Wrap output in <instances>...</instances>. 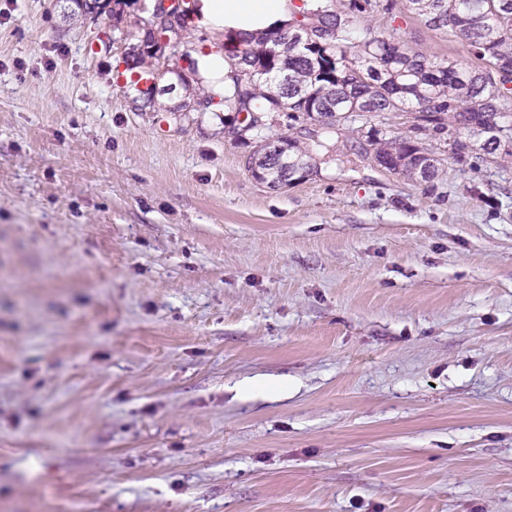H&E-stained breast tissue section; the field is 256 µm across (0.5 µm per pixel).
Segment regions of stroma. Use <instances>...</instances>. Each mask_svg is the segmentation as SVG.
Returning a JSON list of instances; mask_svg holds the SVG:
<instances>
[{
  "mask_svg": "<svg viewBox=\"0 0 512 512\" xmlns=\"http://www.w3.org/2000/svg\"><path fill=\"white\" fill-rule=\"evenodd\" d=\"M71 9L0 0V512H512V157L281 112L314 170L268 187L233 113L134 110L136 8L108 54ZM381 132L382 130L378 129L374 124L370 125L367 134H369V142L374 146L375 158L383 161L390 160V162L393 163L391 167L386 169L415 180L421 179L428 181L437 175L438 160L430 156V154L426 152V149L420 145V142L411 141V138H386V135L380 137ZM423 154L428 156H424ZM420 159L433 162L430 164L432 170L428 175L417 170V161Z\"/></svg>",
  "mask_w": 512,
  "mask_h": 512,
  "instance_id": "1",
  "label": "stroma"
}]
</instances>
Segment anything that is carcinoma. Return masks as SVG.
<instances>
[{"instance_id": "carcinoma-1", "label": "carcinoma", "mask_w": 512, "mask_h": 512, "mask_svg": "<svg viewBox=\"0 0 512 512\" xmlns=\"http://www.w3.org/2000/svg\"><path fill=\"white\" fill-rule=\"evenodd\" d=\"M339 0H316L314 7L297 13L296 24L308 31L309 45L297 48L280 32H269L242 41L233 50L236 60L231 70L232 84L224 97L214 101L205 89H194L192 98L212 112L223 105L246 118L236 126V138L251 134L261 137L269 113L286 112L288 118L301 117L320 123L327 133L354 116L367 121L387 112H419L417 132L423 123H437L454 135L452 149L463 160L470 148L467 140L483 139L480 149L489 154L512 156V95L507 85L512 76L501 78L493 67L512 66V0H405L408 12L424 23L458 38L478 61L474 67L456 60L432 59L395 35L380 37L368 28L350 26L348 15L386 10L380 0H348L345 10ZM168 63L178 66L188 60L200 72L180 34L172 38ZM138 69L133 82L132 102L141 111L163 112L165 107L140 81L158 69L150 58L135 59ZM368 139L375 158L392 162L389 170L410 179L428 181L438 172L437 159L426 154L420 142L409 138L381 135L372 125ZM285 154H261L257 169L287 186L310 175L306 154L296 140L286 139ZM432 161V170H417V161Z\"/></svg>"}]
</instances>
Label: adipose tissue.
<instances>
[{
  "mask_svg": "<svg viewBox=\"0 0 512 512\" xmlns=\"http://www.w3.org/2000/svg\"><path fill=\"white\" fill-rule=\"evenodd\" d=\"M302 7V0H197L195 14L199 26L250 36L287 24Z\"/></svg>",
  "mask_w": 512,
  "mask_h": 512,
  "instance_id": "obj_1",
  "label": "adipose tissue"
}]
</instances>
